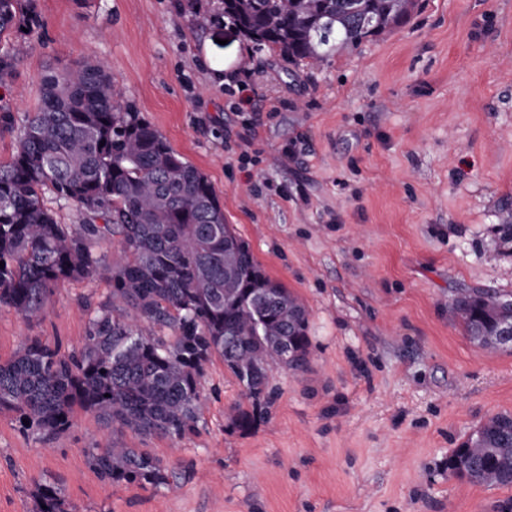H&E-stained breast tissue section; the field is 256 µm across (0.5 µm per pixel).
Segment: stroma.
<instances>
[{"mask_svg": "<svg viewBox=\"0 0 512 512\" xmlns=\"http://www.w3.org/2000/svg\"><path fill=\"white\" fill-rule=\"evenodd\" d=\"M419 4L311 68L256 49L222 0H35L42 27L0 107L23 127L45 74L101 58L305 302L311 355L307 371H271L251 430L228 418L246 398L216 358L198 434L118 436L171 465L174 493L103 481L87 451L116 436L95 415L41 440L0 414V512H35L40 483L72 512H498L512 499L448 472L474 429L512 412V351L482 350L448 315L459 292H512V0ZM108 289L66 283L39 322L0 309V360L32 336L79 348Z\"/></svg>", "mask_w": 512, "mask_h": 512, "instance_id": "obj_1", "label": "stroma"}]
</instances>
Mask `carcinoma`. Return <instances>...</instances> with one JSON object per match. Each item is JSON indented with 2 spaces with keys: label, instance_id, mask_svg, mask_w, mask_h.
I'll return each instance as SVG.
<instances>
[{
  "label": "carcinoma",
  "instance_id": "carcinoma-1",
  "mask_svg": "<svg viewBox=\"0 0 512 512\" xmlns=\"http://www.w3.org/2000/svg\"><path fill=\"white\" fill-rule=\"evenodd\" d=\"M370 20L343 0H224V15L259 47L292 62L317 64L403 24L416 0H362ZM41 28L33 0H0V76L23 45L12 35ZM51 192L76 207L79 224H60ZM118 240L113 259L97 252ZM0 308L28 321L44 317L55 290L72 280L105 278L109 295L92 309L82 346L62 353L39 336L0 361V412L39 437L69 429L78 413L172 441L198 432L200 378L217 356L252 399L231 408L248 430L263 412L268 373L307 370L309 313L268 277L225 223L205 174L186 162L151 124L112 91L105 63L87 56L45 75L41 103L11 158L0 161ZM511 293L472 290L448 305L469 338L491 352L494 309ZM110 484L169 489L167 463L114 440L88 450ZM448 471L474 484L512 487V413L493 415L448 459ZM36 512H69L61 489L39 484Z\"/></svg>",
  "mask_w": 512,
  "mask_h": 512
}]
</instances>
